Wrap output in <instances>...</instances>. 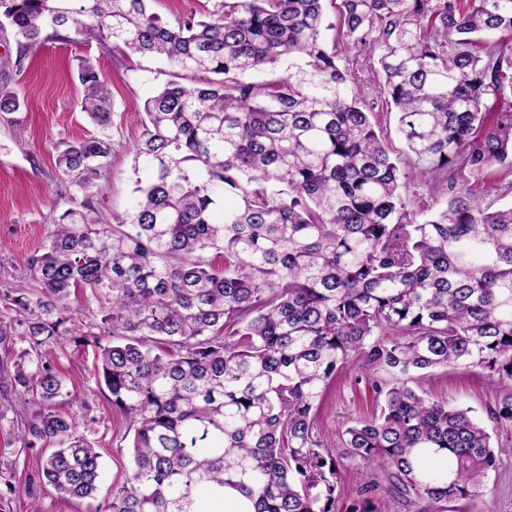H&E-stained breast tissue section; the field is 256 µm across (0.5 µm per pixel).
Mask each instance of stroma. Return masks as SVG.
<instances>
[{"instance_id":"stroma-1","label":"stroma","mask_w":512,"mask_h":512,"mask_svg":"<svg viewBox=\"0 0 512 512\" xmlns=\"http://www.w3.org/2000/svg\"><path fill=\"white\" fill-rule=\"evenodd\" d=\"M341 68L353 76L351 90L373 114L372 123L383 145L406 176L402 193L409 205L427 212L444 207L434 178H420L417 157L397 131L383 91L384 79L368 50L354 45L342 31H330ZM91 59L112 90V155L94 188V200L103 221L135 204L137 175L132 150L141 132L142 109L163 83L169 65L152 58L127 54L111 42L86 40L70 30L46 32L44 40L20 51L10 29L0 28V94L18 93L22 105L12 123L0 122V283L25 274V261L44 243L55 205L64 190L56 156L65 142L98 134L79 101L82 87L73 70L78 58ZM449 192L468 188L475 200L490 209L512 203V170L497 169L481 181L447 176ZM88 327H77L43 350L78 395L75 404L61 411L77 412L87 436L103 460L101 491L122 486L130 470L128 423L115 410L95 376L97 348L93 336L100 318L88 316ZM409 386L430 394L451 407L470 409L495 441L512 445V423L495 421L491 413L507 396L512 383L490 381L485 370L464 365L412 373ZM378 404L361 363L339 372L330 384L317 413L315 432L323 443L340 441L347 427L371 417ZM23 427L18 409L0 400V512H92L89 500L61 498L52 487L22 493L26 477L35 476L44 450L28 449L20 441Z\"/></svg>"}]
</instances>
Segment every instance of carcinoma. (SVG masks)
<instances>
[{
  "instance_id": "obj_1",
  "label": "carcinoma",
  "mask_w": 512,
  "mask_h": 512,
  "mask_svg": "<svg viewBox=\"0 0 512 512\" xmlns=\"http://www.w3.org/2000/svg\"><path fill=\"white\" fill-rule=\"evenodd\" d=\"M148 2L0 0L24 49L70 29L174 68L144 103L134 206L104 223L94 205L109 136L66 144L69 207L24 281L0 291L14 313L0 346L25 344L0 367V394L41 405L24 447L58 445L24 493L96 499L101 453L78 414L51 409L78 395L41 356L82 322L69 304L80 290L106 337L97 384L132 432V469L94 512H221L226 488L256 512H336L345 460L384 473L408 512H489L484 479L512 448L405 381L373 383L380 411L339 446L314 433L327 386L357 358L512 380V205L491 211L463 188L436 213L407 208L404 175L326 32L376 55L421 176L480 180L512 169V56L480 39L512 33V0H212L173 24ZM287 55L301 61L288 75L243 79ZM183 72L199 82L182 85ZM77 78L81 111L109 129L111 90L92 60L77 59ZM490 101L508 107L492 114ZM20 106L0 96V121ZM377 490L367 482L346 512H375Z\"/></svg>"
}]
</instances>
